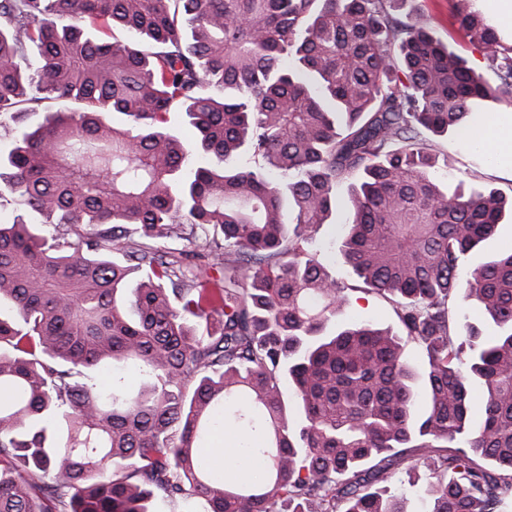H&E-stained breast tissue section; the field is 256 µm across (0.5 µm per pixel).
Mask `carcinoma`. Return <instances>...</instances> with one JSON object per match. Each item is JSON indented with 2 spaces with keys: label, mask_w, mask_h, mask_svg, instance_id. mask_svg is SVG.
<instances>
[{
  "label": "carcinoma",
  "mask_w": 512,
  "mask_h": 512,
  "mask_svg": "<svg viewBox=\"0 0 512 512\" xmlns=\"http://www.w3.org/2000/svg\"><path fill=\"white\" fill-rule=\"evenodd\" d=\"M453 18L495 83L388 0H0V116L44 112L0 148V512H408L400 465L425 512H512V249L468 265L512 201L432 144L512 104V42ZM346 182L337 254L399 335L338 321L308 248ZM103 361L141 389L76 380Z\"/></svg>",
  "instance_id": "carcinoma-1"
}]
</instances>
